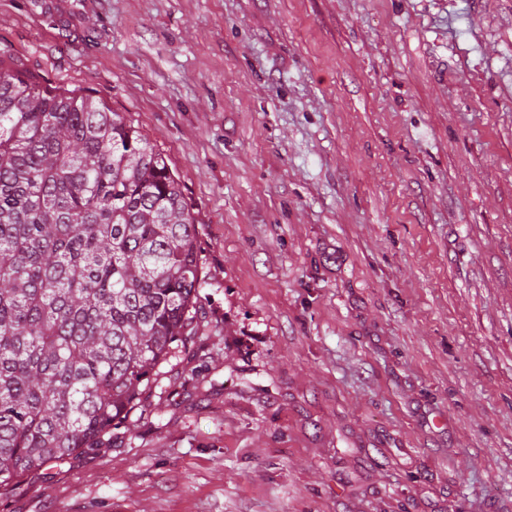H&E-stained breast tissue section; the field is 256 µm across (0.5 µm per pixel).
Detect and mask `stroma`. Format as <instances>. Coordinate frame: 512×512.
Segmentation results:
<instances>
[{"instance_id": "obj_1", "label": "stroma", "mask_w": 512, "mask_h": 512, "mask_svg": "<svg viewBox=\"0 0 512 512\" xmlns=\"http://www.w3.org/2000/svg\"><path fill=\"white\" fill-rule=\"evenodd\" d=\"M198 224V333L0 512H512V0H0Z\"/></svg>"}]
</instances>
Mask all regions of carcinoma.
Returning a JSON list of instances; mask_svg holds the SVG:
<instances>
[{
    "instance_id": "carcinoma-1",
    "label": "carcinoma",
    "mask_w": 512,
    "mask_h": 512,
    "mask_svg": "<svg viewBox=\"0 0 512 512\" xmlns=\"http://www.w3.org/2000/svg\"><path fill=\"white\" fill-rule=\"evenodd\" d=\"M198 227L166 159L0 46V487L99 448L196 335Z\"/></svg>"
}]
</instances>
